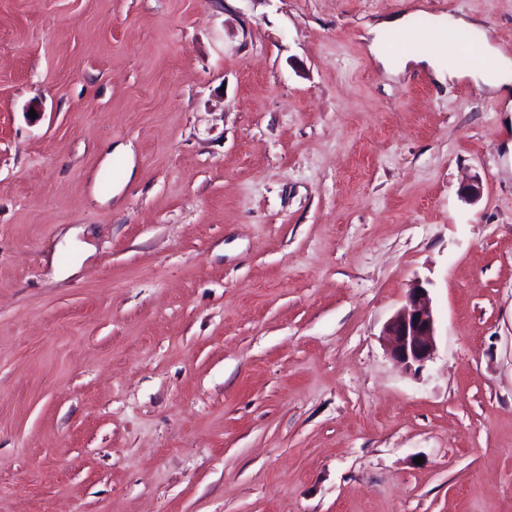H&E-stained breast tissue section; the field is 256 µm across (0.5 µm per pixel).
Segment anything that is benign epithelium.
Masks as SVG:
<instances>
[{
  "label": "benign epithelium",
  "instance_id": "benign-epithelium-1",
  "mask_svg": "<svg viewBox=\"0 0 512 512\" xmlns=\"http://www.w3.org/2000/svg\"><path fill=\"white\" fill-rule=\"evenodd\" d=\"M382 336L390 355L407 371H420L436 352L435 318L428 288L414 282L405 304L384 325Z\"/></svg>",
  "mask_w": 512,
  "mask_h": 512
}]
</instances>
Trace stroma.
<instances>
[{
  "mask_svg": "<svg viewBox=\"0 0 512 512\" xmlns=\"http://www.w3.org/2000/svg\"><path fill=\"white\" fill-rule=\"evenodd\" d=\"M409 10L512 56V0H0V512H512V114L375 61ZM414 15L415 12L412 11L402 15L383 18L370 27L369 34L372 35L373 38L368 46L369 52L385 69H393L394 67L384 49L383 41L385 42V34L391 31L411 33L413 31L412 24ZM382 336L390 355L406 371H420L436 352L435 318L428 288L415 281L405 304L384 325Z\"/></svg>",
  "mask_w": 512,
  "mask_h": 512,
  "instance_id": "35a3bbf8",
  "label": "stroma"
}]
</instances>
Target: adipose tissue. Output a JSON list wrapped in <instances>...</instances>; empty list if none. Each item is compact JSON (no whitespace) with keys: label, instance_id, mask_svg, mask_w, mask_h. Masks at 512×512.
Segmentation results:
<instances>
[{"label":"adipose tissue","instance_id":"1","mask_svg":"<svg viewBox=\"0 0 512 512\" xmlns=\"http://www.w3.org/2000/svg\"><path fill=\"white\" fill-rule=\"evenodd\" d=\"M431 30V36L411 40L402 56V65L430 71L440 82L452 78H470L477 87L494 93L504 111L512 112V56L504 53L490 38L483 37L480 44L483 64H476L460 54L443 59L438 55V48L447 41L449 32L480 33L482 27L464 16L442 15L433 17Z\"/></svg>","mask_w":512,"mask_h":512}]
</instances>
